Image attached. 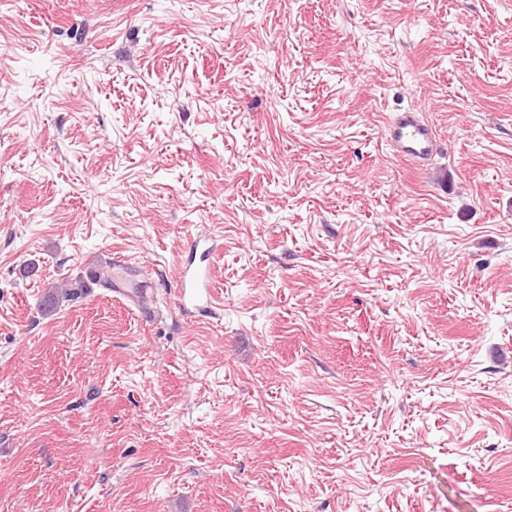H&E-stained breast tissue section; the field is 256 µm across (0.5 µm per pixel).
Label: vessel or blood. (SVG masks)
Listing matches in <instances>:
<instances>
[{"instance_id":"b4317fda","label":"vessel or blood","mask_w":512,"mask_h":512,"mask_svg":"<svg viewBox=\"0 0 512 512\" xmlns=\"http://www.w3.org/2000/svg\"><path fill=\"white\" fill-rule=\"evenodd\" d=\"M385 141L394 155L417 166L431 163L437 149V139L432 127L421 113L410 109L390 115L385 122ZM177 295L181 305L197 307L212 304L214 296L205 268L183 266L177 276ZM148 276L130 279L127 268L116 264L112 267L113 298L134 308H142L150 291Z\"/></svg>"}]
</instances>
